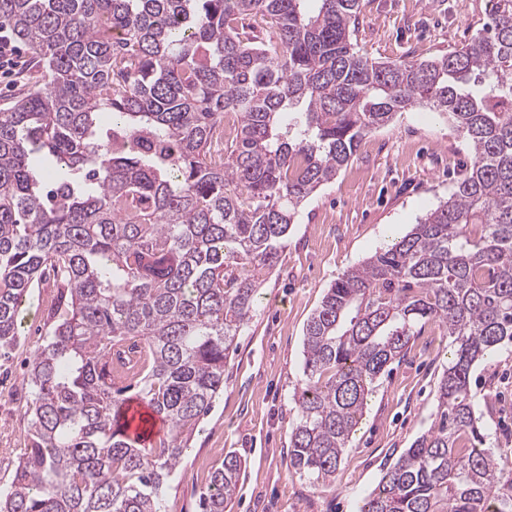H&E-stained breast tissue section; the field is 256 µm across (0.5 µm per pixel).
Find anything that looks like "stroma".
<instances>
[{"instance_id":"obj_1","label":"stroma","mask_w":512,"mask_h":512,"mask_svg":"<svg viewBox=\"0 0 512 512\" xmlns=\"http://www.w3.org/2000/svg\"><path fill=\"white\" fill-rule=\"evenodd\" d=\"M492 9V0H360L357 48L376 61L440 56L468 42ZM470 160L451 122L413 108L366 135L348 165L306 202L226 360L224 391L168 482L166 512H203L210 475L231 452L243 470L230 512H357L383 470L428 429L450 339L434 323L412 339L404 360L376 380L335 481L318 487L289 456L304 328L330 284L446 200L454 172ZM57 293L50 280L31 291L18 342L0 353L1 490L29 445L23 377L52 326ZM470 385L477 401L489 403L487 447L512 464V346L476 366Z\"/></svg>"}]
</instances>
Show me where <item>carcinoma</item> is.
I'll use <instances>...</instances> for the list:
<instances>
[{
    "label": "carcinoma",
    "mask_w": 512,
    "mask_h": 512,
    "mask_svg": "<svg viewBox=\"0 0 512 512\" xmlns=\"http://www.w3.org/2000/svg\"><path fill=\"white\" fill-rule=\"evenodd\" d=\"M359 0H0L44 68L0 109V349L36 280L62 282L30 361V446L0 512H165L302 205L360 141L422 105L467 139L448 200L346 270L305 326L290 463L334 479L375 380L429 321L450 338L427 431L358 512H512L472 367L512 344V0L424 61L356 51ZM238 120L224 162L211 143ZM111 124L104 125L105 118ZM119 361L127 376L99 371ZM137 399L164 433L127 434ZM242 461L210 478L225 512Z\"/></svg>",
    "instance_id": "carcinoma-1"
}]
</instances>
